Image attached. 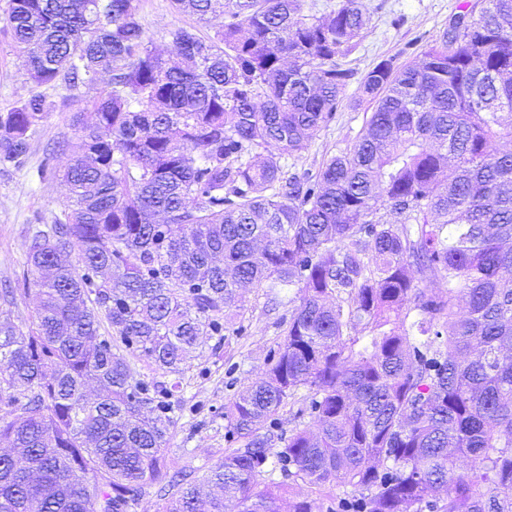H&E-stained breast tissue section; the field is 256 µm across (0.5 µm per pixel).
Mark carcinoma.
Returning a JSON list of instances; mask_svg holds the SVG:
<instances>
[{
  "label": "carcinoma",
  "mask_w": 512,
  "mask_h": 512,
  "mask_svg": "<svg viewBox=\"0 0 512 512\" xmlns=\"http://www.w3.org/2000/svg\"><path fill=\"white\" fill-rule=\"evenodd\" d=\"M171 4L223 16L208 38L170 29L174 65L135 0H5L34 87L99 92L57 143L71 164L38 169L63 206L0 290V512H132L154 484L163 512H334V487L360 512H512V0H467L453 38L372 68L363 131L315 174L286 160L335 118L365 0ZM46 112L38 91L0 111L1 164ZM264 285L297 304L226 407L243 447L205 494L169 476L185 357L239 332L241 290Z\"/></svg>",
  "instance_id": "carcinoma-1"
}]
</instances>
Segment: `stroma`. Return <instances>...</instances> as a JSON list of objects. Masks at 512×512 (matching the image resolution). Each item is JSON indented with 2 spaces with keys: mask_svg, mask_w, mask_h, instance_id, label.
<instances>
[{
  "mask_svg": "<svg viewBox=\"0 0 512 512\" xmlns=\"http://www.w3.org/2000/svg\"><path fill=\"white\" fill-rule=\"evenodd\" d=\"M464 0H369L371 20L362 33L361 45L345 65L363 78L380 61L395 66L413 64L427 42L439 36L461 11ZM138 19L154 44L167 46V32L175 26H192L202 36H212L222 20L198 22L196 17L174 11L170 0H138ZM0 12V111L10 108L33 90L21 58ZM51 109L31 141L23 170L0 168V286L16 281L26 271V241L34 214L52 217L60 212L57 179L38 180L36 170L45 152L62 138H73L70 118L90 107L96 92L88 86L60 84L46 90ZM372 111L358 102L355 86H348L343 101L328 127L312 140L296 163L297 170L317 171L361 132ZM294 289L250 288L243 294L241 333L224 338L219 354L192 353L176 421L169 431L167 454L175 469L192 472L203 480L229 442L225 437L224 408L243 386L260 380L283 340L292 309Z\"/></svg>",
  "mask_w": 512,
  "mask_h": 512,
  "instance_id": "obj_1",
  "label": "stroma"
}]
</instances>
